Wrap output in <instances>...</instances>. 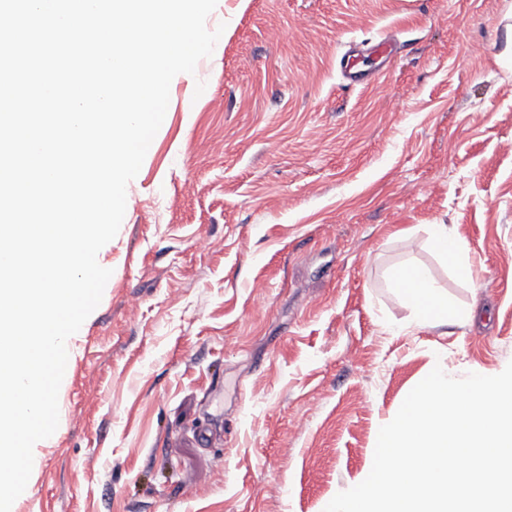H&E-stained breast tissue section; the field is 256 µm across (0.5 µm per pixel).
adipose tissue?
<instances>
[{"mask_svg":"<svg viewBox=\"0 0 512 512\" xmlns=\"http://www.w3.org/2000/svg\"><path fill=\"white\" fill-rule=\"evenodd\" d=\"M428 243L431 248L446 261H449L463 280H471V264L465 255V249L444 224H431L427 227ZM392 287L401 289L409 303L414 307L421 323L432 326H444L458 320L470 322L472 312L450 309L448 299L440 292L436 281L428 271L419 265L406 264L396 268L390 275Z\"/></svg>","mask_w":512,"mask_h":512,"instance_id":"1","label":"adipose tissue"}]
</instances>
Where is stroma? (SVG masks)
I'll return each mask as SVG.
<instances>
[{"mask_svg":"<svg viewBox=\"0 0 512 512\" xmlns=\"http://www.w3.org/2000/svg\"><path fill=\"white\" fill-rule=\"evenodd\" d=\"M206 26L12 512H324L432 365L512 362V0H217ZM408 259L474 321L419 324ZM428 243L431 248L446 261H449L457 276L471 281V264L465 255V249L445 224H431L427 227Z\"/></svg>","mask_w":512,"mask_h":512,"instance_id":"35a3bbf8","label":"stroma"}]
</instances>
